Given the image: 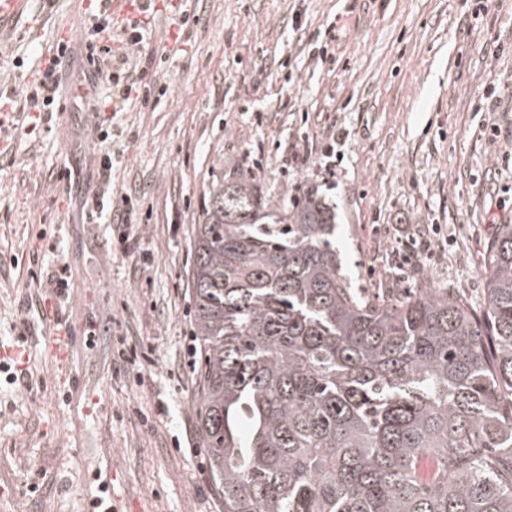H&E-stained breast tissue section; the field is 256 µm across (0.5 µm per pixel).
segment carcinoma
<instances>
[{
  "instance_id": "cac0c4a2",
  "label": "carcinoma",
  "mask_w": 512,
  "mask_h": 512,
  "mask_svg": "<svg viewBox=\"0 0 512 512\" xmlns=\"http://www.w3.org/2000/svg\"><path fill=\"white\" fill-rule=\"evenodd\" d=\"M197 419L224 512H512V224L481 312L359 292L323 197L212 185L194 225Z\"/></svg>"
}]
</instances>
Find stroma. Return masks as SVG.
Returning <instances> with one entry per match:
<instances>
[{
    "mask_svg": "<svg viewBox=\"0 0 512 512\" xmlns=\"http://www.w3.org/2000/svg\"><path fill=\"white\" fill-rule=\"evenodd\" d=\"M154 5L152 102L127 101L108 128L111 186L131 194L155 254L144 272L83 209L106 188L89 108L111 90L77 91L83 52L102 41L89 28L102 0H28L0 41V95L20 106L41 56L71 52L52 120L0 131V360L21 376L0 371V512H91L102 480L117 512H224L194 408L193 228L213 182L320 193L336 208V245L356 286H448L476 309L496 232L488 210L512 209V0ZM320 47L329 62L313 60ZM491 85L500 96L490 104ZM305 138L334 144L335 176L284 168L285 145ZM67 168L79 178L69 196L55 181ZM417 224L440 225L448 244L416 270L394 251ZM62 266L64 297L50 282ZM61 327L62 360L48 348ZM123 333L152 344L149 362L118 360Z\"/></svg>",
    "mask_w": 512,
    "mask_h": 512,
    "instance_id": "stroma-1",
    "label": "stroma"
}]
</instances>
